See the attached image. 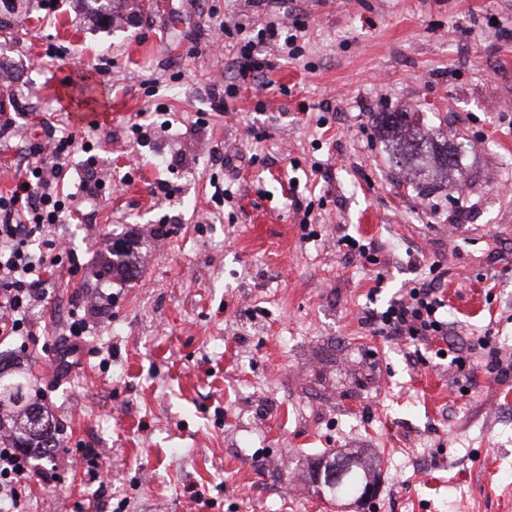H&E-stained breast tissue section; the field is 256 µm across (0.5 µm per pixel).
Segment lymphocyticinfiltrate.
Wrapping results in <instances>:
<instances>
[{
  "label": "lymphocytic infiltrate",
  "instance_id": "obj_1",
  "mask_svg": "<svg viewBox=\"0 0 512 512\" xmlns=\"http://www.w3.org/2000/svg\"><path fill=\"white\" fill-rule=\"evenodd\" d=\"M294 45V37H281L275 24L258 30L255 39L240 47L232 65L241 77H264L269 60L257 57L259 46ZM72 137H59L55 148L40 157L29 177L18 179L10 195L0 196V336H20L30 330L29 313L42 300L55 266L69 260L79 267L76 253L60 255L54 240L45 233L60 223L66 213L63 199L54 192L50 180L62 173L61 158L74 147ZM25 205L28 221H14L17 205ZM438 278L423 280L406 295L389 303L385 310H368L366 324L392 339L425 342L445 336L444 306ZM51 470L32 468L30 457L20 448H0V512H10L32 481H50Z\"/></svg>",
  "mask_w": 512,
  "mask_h": 512
}]
</instances>
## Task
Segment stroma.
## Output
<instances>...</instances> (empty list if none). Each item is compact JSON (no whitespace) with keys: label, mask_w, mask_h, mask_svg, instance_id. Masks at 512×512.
<instances>
[{"label":"stroma","mask_w":512,"mask_h":512,"mask_svg":"<svg viewBox=\"0 0 512 512\" xmlns=\"http://www.w3.org/2000/svg\"><path fill=\"white\" fill-rule=\"evenodd\" d=\"M228 20L300 30L302 52L221 99ZM0 63V194L46 127L91 145L63 180L91 190L50 231L83 266L55 267L32 335L0 339L58 429L37 459L55 480L13 512H512V375L438 354L488 335L512 362V0H149L109 29L26 0ZM402 111L468 144L459 199L435 170L408 184L381 128ZM116 234L139 240L130 282L95 275ZM433 263L447 338L373 335L367 308ZM356 451L374 497L312 494L306 461Z\"/></svg>","instance_id":"stroma-1"}]
</instances>
